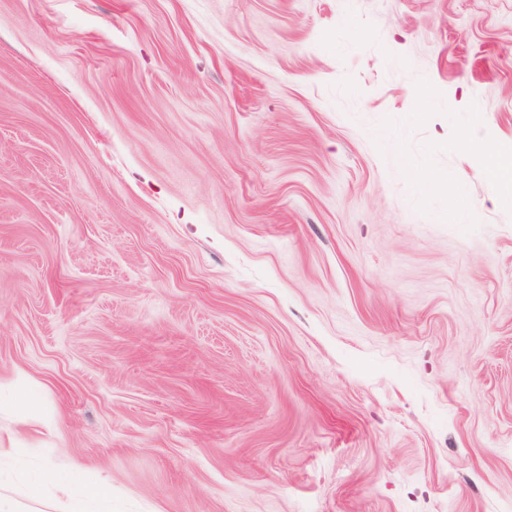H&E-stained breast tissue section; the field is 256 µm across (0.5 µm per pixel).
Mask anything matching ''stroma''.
Instances as JSON below:
<instances>
[{
  "instance_id": "stroma-1",
  "label": "stroma",
  "mask_w": 512,
  "mask_h": 512,
  "mask_svg": "<svg viewBox=\"0 0 512 512\" xmlns=\"http://www.w3.org/2000/svg\"><path fill=\"white\" fill-rule=\"evenodd\" d=\"M467 133L512 162V0H0L10 495L512 512V180ZM55 495L67 503V512H112L111 487L82 478L53 480Z\"/></svg>"
}]
</instances>
